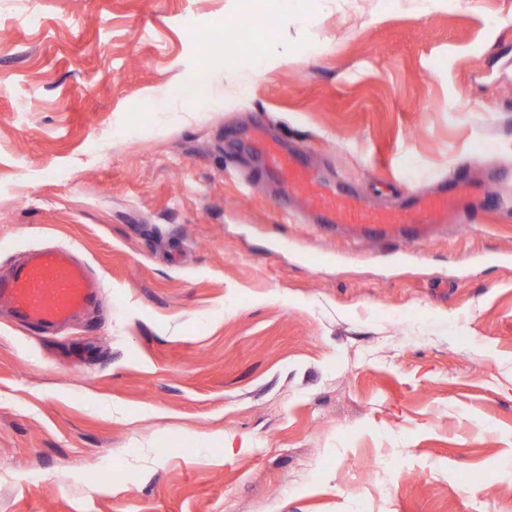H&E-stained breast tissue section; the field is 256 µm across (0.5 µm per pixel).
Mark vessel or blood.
<instances>
[{"label": "vessel or blood", "instance_id": "obj_1", "mask_svg": "<svg viewBox=\"0 0 512 512\" xmlns=\"http://www.w3.org/2000/svg\"><path fill=\"white\" fill-rule=\"evenodd\" d=\"M261 149L266 171L278 179L289 200L315 213L319 227L336 229L358 245L372 241L397 251L445 233L449 227L478 223L483 211L499 203L483 184L461 174L434 196H417L392 209H374L359 194L323 180L305 165L301 153L284 152L266 141ZM94 298L87 266L63 249L35 251L0 279V300L34 328L50 329L68 321Z\"/></svg>", "mask_w": 512, "mask_h": 512}]
</instances>
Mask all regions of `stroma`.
Listing matches in <instances>:
<instances>
[{"label":"stroma","instance_id":"1","mask_svg":"<svg viewBox=\"0 0 512 512\" xmlns=\"http://www.w3.org/2000/svg\"><path fill=\"white\" fill-rule=\"evenodd\" d=\"M258 120L373 207L512 196V0H0V277L103 299L0 304V512H512V210L353 254L244 191ZM94 288L87 266L69 251L43 249L0 279V300L7 301L24 324L52 329L91 303Z\"/></svg>","mask_w":512,"mask_h":512}]
</instances>
